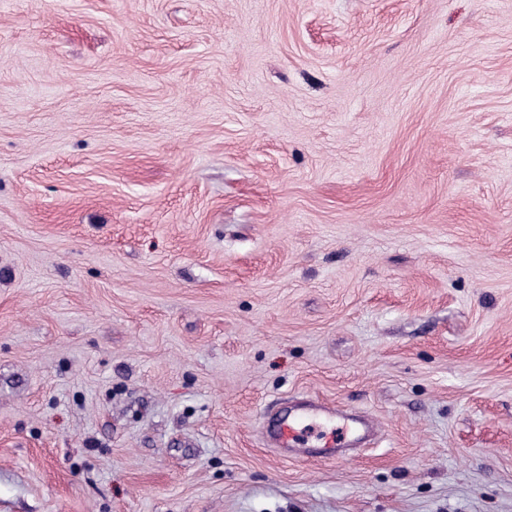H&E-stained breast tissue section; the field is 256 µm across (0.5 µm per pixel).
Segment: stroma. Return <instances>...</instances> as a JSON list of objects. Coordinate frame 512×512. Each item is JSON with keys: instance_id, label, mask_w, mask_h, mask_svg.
Listing matches in <instances>:
<instances>
[{"instance_id": "stroma-1", "label": "stroma", "mask_w": 512, "mask_h": 512, "mask_svg": "<svg viewBox=\"0 0 512 512\" xmlns=\"http://www.w3.org/2000/svg\"><path fill=\"white\" fill-rule=\"evenodd\" d=\"M0 512H512V0H0ZM316 412L308 415L311 412ZM320 415L326 419L336 418L330 408L322 405L306 403L302 406L300 414L292 416L291 414L280 415L270 420L266 426L265 434L268 445L272 448H280L288 454V449H293L305 445L311 434L303 426V421L309 416Z\"/></svg>"}]
</instances>
